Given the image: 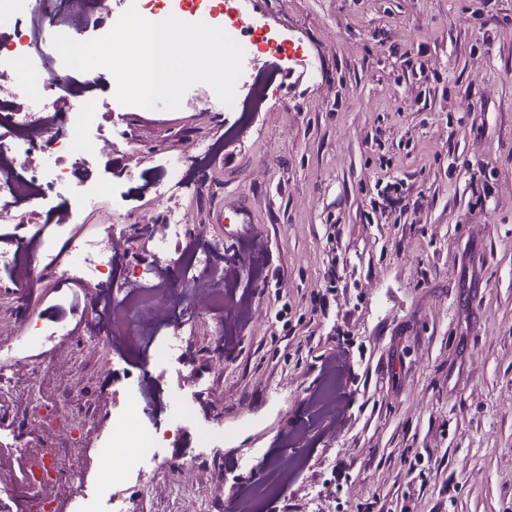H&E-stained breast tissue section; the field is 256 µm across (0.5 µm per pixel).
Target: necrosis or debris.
<instances>
[{"mask_svg": "<svg viewBox=\"0 0 512 512\" xmlns=\"http://www.w3.org/2000/svg\"><path fill=\"white\" fill-rule=\"evenodd\" d=\"M15 15L13 26L0 30V128L8 129L9 138L0 137V271L11 275L12 294L23 287L42 283L53 276L58 284L79 281L101 286L109 297L108 320L91 323L82 341L97 346L102 341L122 342L131 352L149 349L160 368H168L178 359L181 331H165L167 316L185 312V291L196 289L201 309L223 311V247L207 240L202 232H190L184 214L171 211L154 241L165 266H145L133 277H122L117 270L115 244L118 229L127 221L123 212H113L104 225L103 237L74 235L69 231L84 214L96 209L107 191L98 181H76L77 173L92 164V149H103L106 139L91 136L95 100H84L83 111L69 113L70 136L60 135L59 89L74 82L72 74L59 73L44 66L37 87L16 79L18 61L31 57L40 47L43 18L60 21L66 35L82 39L84 31L99 19L136 5L148 19L174 15L186 22L202 21L224 28L244 51V64L259 56H274L283 61L297 59L302 49L291 39L252 19L240 0H9ZM56 157L54 166L42 163L45 153ZM77 182L78 190L69 208L53 213V230L37 228L33 233L17 234V224L25 220L27 202L47 200L59 186ZM63 248H56V239ZM58 336L54 325L39 317L17 319L10 330L0 333V392L15 389L14 362L31 345L48 347ZM111 406L86 402L75 404L64 390L42 393L30 406L26 417L5 415L9 435L15 447H23V431L29 421L39 420L48 431L70 429L66 439L43 444L29 464L28 483L47 487L38 496H24L13 503L15 512H67L76 498L84 496L86 471L83 467L62 468V459L72 457L82 447L81 431L72 430L76 417L96 419L111 414ZM176 429L141 430L129 417H115L109 432L98 446L109 453L120 444L124 452L119 462L110 466L101 482L107 487L124 485L137 459L155 455L161 444L177 446L180 424L191 422V403L182 400L175 416Z\"/></svg>", "mask_w": 512, "mask_h": 512, "instance_id": "1", "label": "necrosis or debris"}]
</instances>
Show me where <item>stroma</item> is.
<instances>
[{
	"instance_id": "1",
	"label": "stroma",
	"mask_w": 512,
	"mask_h": 512,
	"mask_svg": "<svg viewBox=\"0 0 512 512\" xmlns=\"http://www.w3.org/2000/svg\"><path fill=\"white\" fill-rule=\"evenodd\" d=\"M299 41L291 68L260 57L235 108L213 90L174 111L112 97L106 150L92 176L113 188L75 225L108 213L124 228L128 270L157 262L154 225L173 210L221 243L246 316L187 317L181 385L196 426L185 466L152 457L110 495L106 461L84 450L98 512H228L266 488L253 512H512V0H244ZM186 188L151 189L157 162L189 142ZM401 184L398 208L385 184ZM251 207L249 237L220 221L226 194ZM90 285L44 284L21 302L0 292V321L58 303L69 341L45 391L123 409L127 369L151 353L74 344L97 317ZM342 359L338 376L325 362ZM218 427L219 461L201 456L198 424ZM0 512L25 490L28 455L0 437Z\"/></svg>"
}]
</instances>
